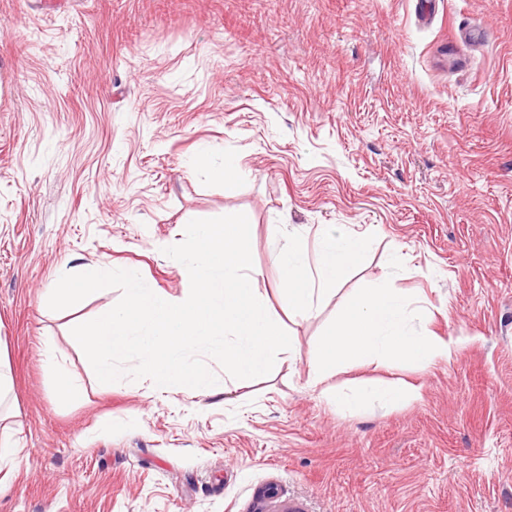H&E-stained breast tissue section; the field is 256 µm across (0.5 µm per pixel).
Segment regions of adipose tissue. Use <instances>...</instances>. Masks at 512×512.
Listing matches in <instances>:
<instances>
[{
    "instance_id": "adipose-tissue-1",
    "label": "adipose tissue",
    "mask_w": 512,
    "mask_h": 512,
    "mask_svg": "<svg viewBox=\"0 0 512 512\" xmlns=\"http://www.w3.org/2000/svg\"><path fill=\"white\" fill-rule=\"evenodd\" d=\"M365 243L346 235L325 236L316 253H309L298 237L273 249L271 259L287 285L289 307L312 315L315 305L341 273L364 250ZM421 313L409 299L394 288H368L352 299L346 313L321 343L319 359L311 371L312 385L324 382L335 369L375 361L405 359L428 363L448 356L446 338L427 331H413L411 322ZM419 389L384 383H366L336 394L340 406H358L375 401L396 406L420 399Z\"/></svg>"
}]
</instances>
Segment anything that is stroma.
<instances>
[{"instance_id":"35a3bbf8","label":"stroma","mask_w":512,"mask_h":512,"mask_svg":"<svg viewBox=\"0 0 512 512\" xmlns=\"http://www.w3.org/2000/svg\"><path fill=\"white\" fill-rule=\"evenodd\" d=\"M0 0V360L23 460L0 512H512V0ZM488 38L472 42L461 25ZM466 58L450 68L448 46ZM234 159V190L190 172ZM245 214L259 300L291 340L267 376L214 359L213 394L100 385L72 328L121 298L53 311L104 262L173 299L186 222ZM368 246L313 315L289 310L272 239ZM398 288L449 358L310 383L346 298ZM54 347L84 388L66 402ZM360 379L420 400L350 413Z\"/></svg>"}]
</instances>
